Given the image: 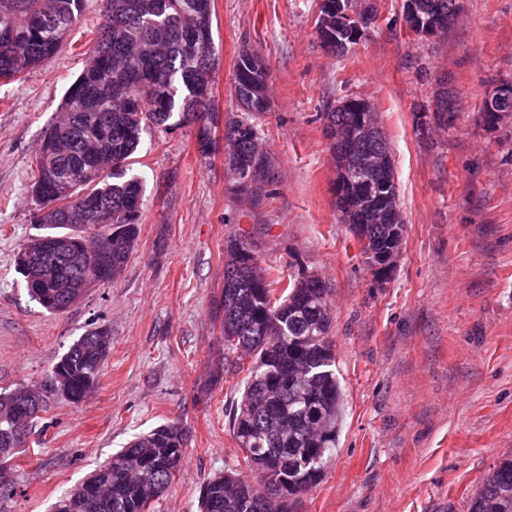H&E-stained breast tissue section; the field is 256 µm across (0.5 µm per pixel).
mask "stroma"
<instances>
[{
	"label": "stroma",
	"instance_id": "1",
	"mask_svg": "<svg viewBox=\"0 0 512 512\" xmlns=\"http://www.w3.org/2000/svg\"><path fill=\"white\" fill-rule=\"evenodd\" d=\"M361 3L376 21L337 56L318 34L321 0H214L209 128L222 136L239 113L234 63L257 52L272 74L271 106L254 117L268 179L257 195L231 191L224 150L201 155L198 125L144 133L129 260L62 313L30 298L14 258L36 232L41 136L88 62L101 0H84L49 62L0 81V391L36 384L88 331L112 335L86 401H53L30 427L0 512H51L130 440L172 421L187 431L186 456L151 512H199L204 483L238 454L229 415L243 383L223 373L215 317L234 236L274 276L306 267L331 289L338 449L292 512H468L512 454V115L483 119L487 96L512 83V0H459L447 33L429 39L408 32L403 0ZM443 76L455 110L419 126ZM351 97L372 104L390 144L405 224L380 283L341 221L324 134V112Z\"/></svg>",
	"mask_w": 512,
	"mask_h": 512
}]
</instances>
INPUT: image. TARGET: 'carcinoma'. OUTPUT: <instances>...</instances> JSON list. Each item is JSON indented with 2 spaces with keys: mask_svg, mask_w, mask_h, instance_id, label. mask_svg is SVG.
I'll return each instance as SVG.
<instances>
[{
  "mask_svg": "<svg viewBox=\"0 0 512 512\" xmlns=\"http://www.w3.org/2000/svg\"><path fill=\"white\" fill-rule=\"evenodd\" d=\"M84 0H0V81L18 78L49 61L81 18ZM421 20L443 30L457 15L458 0H414ZM103 22L89 49L90 61L66 92L61 111L43 132L36 158L32 196L41 232L28 238L15 266L30 297L49 312H63L86 293L74 275L76 240L100 234L120 273L139 234L142 181L128 175L143 133L156 126L200 124L202 155L210 154L205 125L217 63L213 41L214 0H102ZM323 45L342 55L353 43L345 16L321 9ZM270 71L256 52L238 54L233 93L245 112H265ZM496 125L512 112V96L490 109ZM324 132L336 161V207L350 206L348 226L369 269L403 236L398 185L393 171L378 164L390 152L375 113L358 99L336 105L324 116ZM260 133L248 117L224 120L225 164L232 189L260 190L268 171ZM112 208V226L76 218L81 207ZM60 243L58 264L28 260L45 239ZM325 281L306 268L272 279L252 244L233 237L224 248L221 315L224 374L245 373L231 428L250 472L230 467L209 479L200 494V512H290V503L317 485L336 454L342 388L336 376L331 307ZM106 328L79 337L37 388L0 392V460L24 446L10 433L28 424L61 395L77 405L94 388L111 351ZM186 433L177 424L160 425L136 437L75 491L59 498L53 512H149L162 498L185 458ZM468 512H512V456L501 459L469 501Z\"/></svg>",
  "mask_w": 512,
  "mask_h": 512,
  "instance_id": "1",
  "label": "carcinoma"
}]
</instances>
